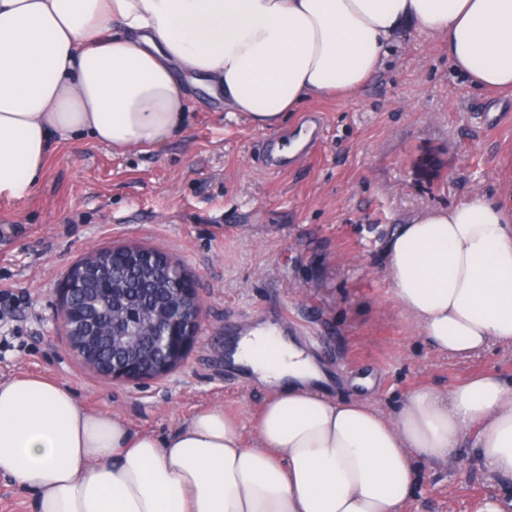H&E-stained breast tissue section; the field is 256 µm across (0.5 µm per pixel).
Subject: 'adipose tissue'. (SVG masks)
I'll list each match as a JSON object with an SVG mask.
<instances>
[{"instance_id":"ef3b65f1","label":"adipose tissue","mask_w":512,"mask_h":512,"mask_svg":"<svg viewBox=\"0 0 512 512\" xmlns=\"http://www.w3.org/2000/svg\"><path fill=\"white\" fill-rule=\"evenodd\" d=\"M406 26L445 37L471 86L512 87V0H0V197L32 191L56 136L163 152L191 86L259 130L354 96ZM385 258L401 314L437 352L512 345V213L472 195L399 225ZM233 358L267 391L258 446L218 407L159 437L21 375L0 381V476L34 512H403L419 467L447 464L469 428L475 459L512 476V380L499 374L411 390L387 417L331 397L273 326L247 329Z\"/></svg>"}]
</instances>
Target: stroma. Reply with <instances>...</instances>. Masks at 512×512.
Returning a JSON list of instances; mask_svg holds the SVG:
<instances>
[{
	"mask_svg": "<svg viewBox=\"0 0 512 512\" xmlns=\"http://www.w3.org/2000/svg\"><path fill=\"white\" fill-rule=\"evenodd\" d=\"M325 132L294 169L259 162L268 133L191 88L185 131L166 150L117 152L89 139L54 144L25 198H0V379L40 375L87 409L163 437L196 410L223 407L254 444L267 392L230 360L248 321L288 313L335 397H364L393 415L403 396L479 373L512 377V346L439 355L404 318L382 258L398 225L479 193L512 207V89L478 91L451 69L444 39L414 28L390 44L355 99H316ZM495 112L484 127L482 113ZM162 251L202 301L199 338L170 374L115 381L73 355L58 319L71 267L97 247ZM512 512V479L460 448L421 467L404 512Z\"/></svg>",
	"mask_w": 512,
	"mask_h": 512,
	"instance_id": "stroma-1",
	"label": "stroma"
}]
</instances>
